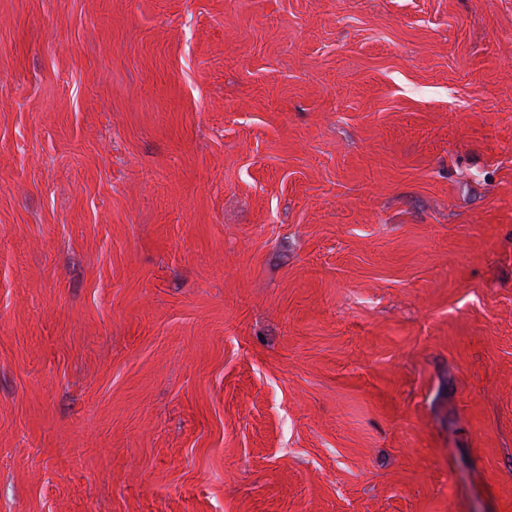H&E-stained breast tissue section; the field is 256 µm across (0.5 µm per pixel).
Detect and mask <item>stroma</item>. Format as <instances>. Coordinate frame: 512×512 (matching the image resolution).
<instances>
[{
    "instance_id": "stroma-1",
    "label": "stroma",
    "mask_w": 512,
    "mask_h": 512,
    "mask_svg": "<svg viewBox=\"0 0 512 512\" xmlns=\"http://www.w3.org/2000/svg\"><path fill=\"white\" fill-rule=\"evenodd\" d=\"M0 512H512V0H0Z\"/></svg>"
}]
</instances>
